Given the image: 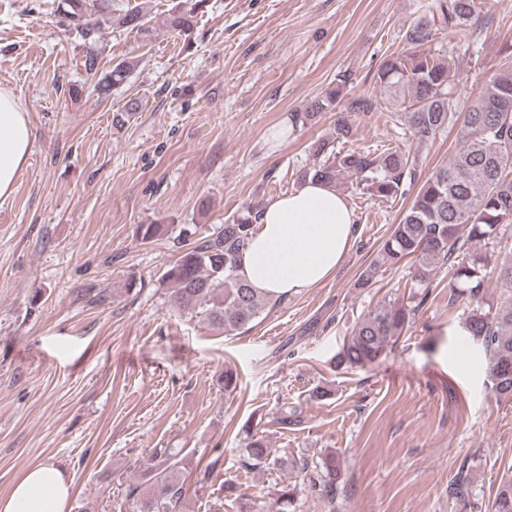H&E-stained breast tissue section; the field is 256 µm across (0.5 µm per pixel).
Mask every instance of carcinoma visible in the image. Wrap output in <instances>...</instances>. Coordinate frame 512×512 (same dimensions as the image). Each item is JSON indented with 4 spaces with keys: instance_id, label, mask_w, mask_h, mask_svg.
<instances>
[{
    "instance_id": "1",
    "label": "carcinoma",
    "mask_w": 512,
    "mask_h": 512,
    "mask_svg": "<svg viewBox=\"0 0 512 512\" xmlns=\"http://www.w3.org/2000/svg\"><path fill=\"white\" fill-rule=\"evenodd\" d=\"M65 17L82 41L81 67L98 78L105 93L122 84L137 61L125 59L104 73L97 48L100 19L112 13L111 0H67ZM193 9L175 6L165 19L166 27L187 33ZM480 0H434L431 13L412 22L405 31L407 50L387 56L373 78L382 90L381 99L367 95L347 96L348 79L315 97L303 112L289 114L291 127L323 112H338L331 136L311 146L312 164L299 171L297 180L321 179L337 184L343 177L356 179L355 190L371 198L395 199L407 194V183L417 175L416 158L395 145L380 152L347 149L355 138L351 116L386 111L397 126L420 142L427 141L456 121H461L462 147L448 164L439 166L423 180L398 224L382 243L378 259L359 274L357 287L376 282L382 265H398L418 258L412 281L428 296L429 285L447 267L448 307L464 299L470 313L463 322L466 336L483 351L493 390L512 398V252L497 256L498 280L503 289L497 299L487 297L484 267L487 257L471 251L475 242H489L512 225V54L504 56L500 68L487 80L482 93L463 116H457L450 84L452 66L460 56L432 49L436 31L456 34L479 21ZM147 23L141 10H129L115 18L123 29H141ZM260 208L249 205L242 214L198 238L181 251L160 276L183 314L199 317L226 335H234L282 303L253 288L238 270L240 255L247 249L259 218ZM418 306L380 303L370 310L344 337L338 364L365 367L387 353L414 319ZM297 406L283 404L276 422L286 428L301 422ZM221 456L209 460L196 472V484H209ZM184 459L173 448H155L151 463L139 478L126 484L122 505L125 512H188V488L182 479ZM243 465L250 468L291 467L303 472L308 465L287 462L270 455L263 438H249ZM320 479L311 488L323 496L329 512H336V453L327 452L318 463ZM451 497L470 502L472 486L465 466H460L448 485ZM272 510L293 512L295 488L287 484L274 490ZM492 512H512V480L500 484Z\"/></svg>"
}]
</instances>
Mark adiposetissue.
I'll return each instance as SVG.
<instances>
[{"instance_id":"ef3b65f1","label":"adipose tissue","mask_w":512,"mask_h":512,"mask_svg":"<svg viewBox=\"0 0 512 512\" xmlns=\"http://www.w3.org/2000/svg\"><path fill=\"white\" fill-rule=\"evenodd\" d=\"M31 130L25 112L0 89V200L14 191L30 153ZM354 237L353 211L346 195L319 180L266 201L240 275L253 288L286 298L329 279L348 253ZM70 485L52 463L28 469L0 512H65Z\"/></svg>"}]
</instances>
